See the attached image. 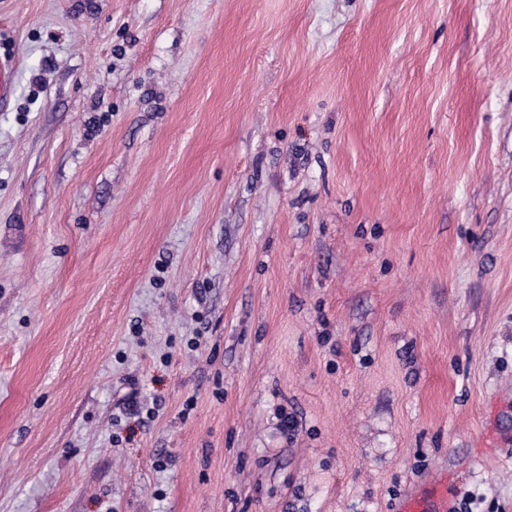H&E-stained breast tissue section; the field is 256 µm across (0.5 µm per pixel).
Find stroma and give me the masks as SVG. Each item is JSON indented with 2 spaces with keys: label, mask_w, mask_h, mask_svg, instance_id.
<instances>
[{
  "label": "stroma",
  "mask_w": 512,
  "mask_h": 512,
  "mask_svg": "<svg viewBox=\"0 0 512 512\" xmlns=\"http://www.w3.org/2000/svg\"><path fill=\"white\" fill-rule=\"evenodd\" d=\"M5 51L0 512H512V0H0ZM15 58L0 56V106L8 102L13 91Z\"/></svg>",
  "instance_id": "obj_1"
}]
</instances>
